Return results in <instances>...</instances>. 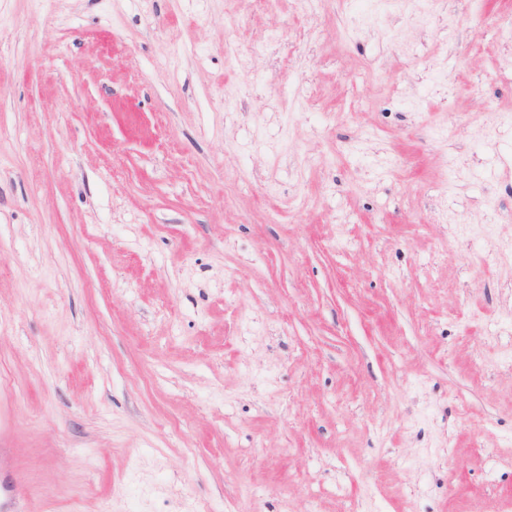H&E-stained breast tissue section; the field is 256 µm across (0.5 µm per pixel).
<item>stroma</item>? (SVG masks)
<instances>
[{"mask_svg": "<svg viewBox=\"0 0 512 512\" xmlns=\"http://www.w3.org/2000/svg\"><path fill=\"white\" fill-rule=\"evenodd\" d=\"M512 0H0V512H512Z\"/></svg>", "mask_w": 512, "mask_h": 512, "instance_id": "obj_1", "label": "stroma"}]
</instances>
